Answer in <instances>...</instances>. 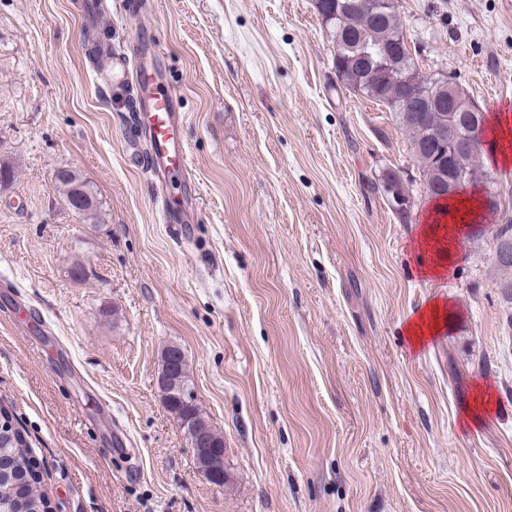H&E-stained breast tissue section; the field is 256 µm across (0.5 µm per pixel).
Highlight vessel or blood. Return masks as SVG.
I'll return each instance as SVG.
<instances>
[{
  "mask_svg": "<svg viewBox=\"0 0 512 512\" xmlns=\"http://www.w3.org/2000/svg\"><path fill=\"white\" fill-rule=\"evenodd\" d=\"M154 49L143 45L138 60L114 52L108 57L109 66L102 72L108 87L132 88L139 103L138 125L146 131L150 145L152 175L156 194L162 201V221L166 224L189 223L191 206L182 204L169 207L171 177L177 176L191 182L192 174L187 162L182 131L186 124L185 113L177 111L170 89L164 84L161 74L152 66Z\"/></svg>",
  "mask_w": 512,
  "mask_h": 512,
  "instance_id": "b4317fda",
  "label": "vessel or blood"
}]
</instances>
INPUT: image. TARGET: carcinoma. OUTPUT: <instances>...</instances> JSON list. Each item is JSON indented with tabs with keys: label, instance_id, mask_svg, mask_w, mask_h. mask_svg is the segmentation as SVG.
Here are the masks:
<instances>
[{
	"label": "carcinoma",
	"instance_id": "1",
	"mask_svg": "<svg viewBox=\"0 0 512 512\" xmlns=\"http://www.w3.org/2000/svg\"><path fill=\"white\" fill-rule=\"evenodd\" d=\"M321 4L319 15L333 42L340 49V86L388 108L406 135L422 180L437 185L436 195L452 193L453 177L436 159L437 150L428 139V128L438 125L449 115L448 109L457 84L447 76L429 77L424 90L439 97L441 111L426 113V123L414 118L412 109L403 106L407 98L418 95V89L402 81L384 84L377 75L380 63L386 62L399 75L417 68L411 51L396 53L403 35L397 9L382 15L365 10L362 0H316ZM71 208L83 215L94 209L93 196L86 183L66 171L57 176ZM167 410L177 421L205 433L217 451H224V437L201 415L198 406L179 402ZM43 472L36 461L25 433L12 418H0V512H51V499L41 488Z\"/></svg>",
	"mask_w": 512,
	"mask_h": 512
}]
</instances>
